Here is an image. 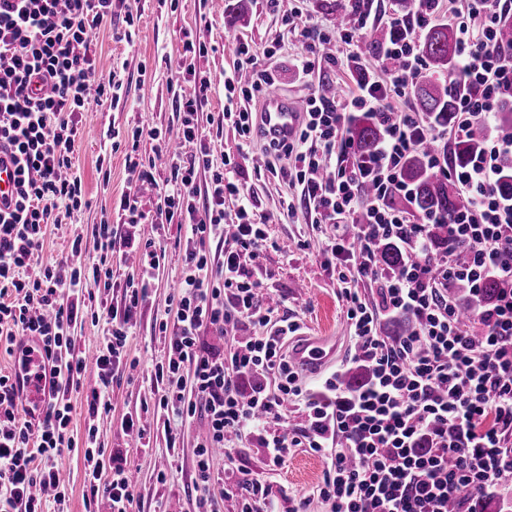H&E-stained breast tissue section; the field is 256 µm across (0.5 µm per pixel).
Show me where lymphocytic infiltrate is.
Segmentation results:
<instances>
[{
    "mask_svg": "<svg viewBox=\"0 0 512 512\" xmlns=\"http://www.w3.org/2000/svg\"><path fill=\"white\" fill-rule=\"evenodd\" d=\"M438 7L424 0L414 18L391 17V36L381 49L385 78L363 73L356 90L334 103L311 97L294 144L286 148L288 168L280 176L300 184V199L313 223L353 224L352 236L330 241L325 252L336 261L341 278H364L379 285L372 302L358 289H345L342 301L355 333L353 361L365 363L369 380L345 386L334 372L309 386L294 369L285 346L299 331L297 322L275 316L264 306L263 274L257 261L267 244L264 222L243 189L215 165L202 135L198 105L211 89L199 62L206 43L185 38L176 62L175 81L193 83L195 95L177 101L178 134L195 146L191 158L171 153L176 180L166 188L161 209L167 223L184 226L178 289L169 298L158 330L164 354L154 367L153 412L169 422L203 417L207 434L195 446L197 512H213L224 494V477L215 472L213 451L233 447L246 437L265 450L269 466L284 464L290 449L307 445L326 464L320 495L332 512H474L480 494L512 472V202L496 185L512 160V141L485 139L466 166L434 158L435 168L466 195L468 205L453 215L439 261H432L430 218H414L388 203L393 193L411 196L401 178L406 156L434 138L417 113L390 109V95L404 94L410 77L425 62L419 55L418 30ZM512 12V0H462L453 21L460 43L459 68L471 87L459 102V121L447 132L449 143L470 138L490 118L512 104V51H503L496 30ZM115 14L114 0H0V148L13 150L17 178L13 208L0 211V342L18 347L26 337H41L48 360L42 371L44 411L21 417V396L0 375V512H44L41 491L62 501L66 485L52 463L63 450L83 452L86 498H105L109 512H131L132 481L117 457L101 444L98 422L112 407L110 388L126 358L132 319L151 287L160 257L144 249L137 271L117 282L112 270L115 247L134 248L130 227L148 213L138 191L121 195L112 217L94 227L99 252L92 265L43 263L48 225L61 223L86 208L82 180L72 159L84 132L73 116L90 105L115 107L121 83L102 80L88 53V33ZM239 69H253L250 84L235 75L224 78V109L210 123L223 132L232 122L242 146L254 138L255 118L239 98L250 99L275 85L272 71L256 69L250 44L236 46ZM368 114L381 139L369 157L351 168L332 161L337 147L353 152L344 129L356 114ZM156 128L137 126L130 134L107 130L111 149L126 151L133 182L150 179L152 162L137 149L144 139L158 140ZM123 149V148H122ZM208 172L205 192H198L200 172ZM234 201L226 213V201ZM365 221L354 224L355 215ZM234 229L233 248L221 264L211 265L206 245L223 241L225 226ZM390 240L409 260L396 274L379 269L374 243ZM470 251L466 266L455 262V247ZM499 283L495 299L478 305L474 315L480 335L466 330L448 292L463 281L480 297L486 279ZM112 292L101 317L107 325L93 362L76 351L74 332L83 321L87 295ZM410 316L415 328L385 339L378 333L380 313ZM245 319L255 332L232 353L207 346L201 331ZM98 384L85 393L82 440L70 434L71 395L79 391L87 368ZM254 381L248 400L238 384ZM279 378L269 393V378ZM296 400L307 424L301 435L288 433L281 407Z\"/></svg>",
    "mask_w": 512,
    "mask_h": 512,
    "instance_id": "lymphocytic-infiltrate-1",
    "label": "lymphocytic infiltrate"
}]
</instances>
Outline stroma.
I'll use <instances>...</instances> for the list:
<instances>
[{"instance_id":"1","label":"stroma","mask_w":512,"mask_h":512,"mask_svg":"<svg viewBox=\"0 0 512 512\" xmlns=\"http://www.w3.org/2000/svg\"><path fill=\"white\" fill-rule=\"evenodd\" d=\"M292 12L270 10L266 0H123L112 25L96 29L89 54L102 74H115L123 98L117 108L76 113L84 131L76 154V173L82 179L89 208L62 224L49 226L42 259L60 262L68 252L73 233H81L86 245L85 260H94L97 250L93 226L112 210V203L128 192L124 151L114 152L107 164H99L104 126L125 130L136 125L165 129L177 121V96L192 97L194 87L171 85V71L182 51L184 33L199 37L210 52L203 66L210 72L213 89L198 112L204 132H211L210 119L224 105V77L237 65L235 47L248 42L257 54L258 68L273 69L277 86L298 106H306L311 94L323 85H335L338 97L355 91L366 70L378 66L377 56L365 57L357 47L346 44L334 27L336 12L356 7V0H290ZM133 15V26L124 18ZM131 29L132 44L116 42L114 36ZM315 52L312 73L301 77L296 59ZM240 137L232 124H225L222 138L212 140L214 161L229 158L233 177L249 193L253 210L267 217L265 231L271 242L259 264L264 277L263 300L277 306L280 314L297 321L304 331L336 337L337 360H348L354 345L346 319L342 282L327 264L321 243L335 235L332 224H314L305 212L293 218L282 215V204L293 191L268 168L267 146L255 138L252 146L239 150ZM141 241L162 251L159 276L138 309L129 340L128 362L112 383V410L99 421V437L105 448L118 453L122 465L136 483L135 512H194L190 488L196 476L195 443L207 425L203 419L173 424L164 431L152 413L151 370L163 356L164 342L156 325L167 305L181 269L179 245L184 235L177 224L148 222L139 225ZM139 415L144 435L126 429L128 415ZM176 436L178 456L167 452L169 436ZM67 477L64 503L47 501L48 512H86L83 458L63 451L55 459ZM325 462L311 449H291L285 463L267 466L257 440L244 438L232 451L224 467L225 485H233L242 473L259 475L266 483L276 512H290L304 503L306 512H330L319 494ZM166 471V483H158V471Z\"/></svg>"}]
</instances>
